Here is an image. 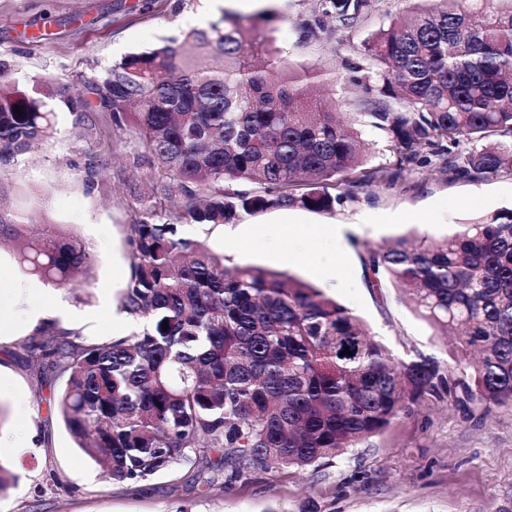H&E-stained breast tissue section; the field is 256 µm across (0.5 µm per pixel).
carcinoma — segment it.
Returning a JSON list of instances; mask_svg holds the SVG:
<instances>
[{"label": "carcinoma", "mask_w": 512, "mask_h": 512, "mask_svg": "<svg viewBox=\"0 0 512 512\" xmlns=\"http://www.w3.org/2000/svg\"><path fill=\"white\" fill-rule=\"evenodd\" d=\"M437 0L372 33L350 35L371 0H314L302 23L311 43L363 56L349 68L361 89L358 121L391 138L400 164L481 182L512 175V8ZM173 45L131 55L89 82L118 131H132L159 179L130 225L132 275L120 300L139 332L86 344L42 327L38 350L66 374L56 400L67 429L105 478L135 485L212 462L224 485L257 468H319L385 430L400 412L446 402L481 418L512 402V208L460 224L442 239L400 238L360 255L369 287L404 288L418 315L457 337L452 363L417 354L397 361L362 321L293 273L226 265L186 224L222 225L242 212L302 206L330 211L386 179L366 168L358 134L336 102L307 96L335 81L326 67L292 69L274 38L225 12ZM89 104L42 79L20 82L0 60V167L53 134L51 100ZM22 114L14 113L15 106ZM180 196L165 222L153 207ZM18 267L66 287L89 274V247L23 219L0 188V245ZM168 328H163V322ZM352 355H340L344 348Z\"/></svg>", "instance_id": "carcinoma-1"}]
</instances>
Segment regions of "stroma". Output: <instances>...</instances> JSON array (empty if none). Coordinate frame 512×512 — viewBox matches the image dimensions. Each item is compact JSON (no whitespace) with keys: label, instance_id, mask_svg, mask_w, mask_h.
<instances>
[{"label":"stroma","instance_id":"1","mask_svg":"<svg viewBox=\"0 0 512 512\" xmlns=\"http://www.w3.org/2000/svg\"><path fill=\"white\" fill-rule=\"evenodd\" d=\"M421 0H374L353 44L388 26ZM275 11L256 32L287 46L298 69L315 63L357 61L348 47L304 43L299 25L308 0H0V58L18 77L53 78L87 94L88 79L123 58L165 41L182 44L187 32L228 11L254 16ZM56 131L19 170L0 169V188L19 210L44 200V218L56 231L91 245L95 256L88 291L46 283L18 268L0 249V457L16 483L0 497V512H500L512 507V406L483 420L465 419L444 403H423L388 428L317 470L256 469L224 487V472L196 465L156 474L128 486L107 482L100 466L77 447L50 393L66 377L18 344L38 338L35 309L62 304L61 330L96 343L127 336L131 318L119 309L131 276L130 224L148 203L149 166L129 131L107 126L102 112L56 108ZM366 165L391 174L331 211L303 207L240 214L228 226L184 225L228 264L297 274L360 317L371 336L397 358L413 351L447 360L451 341L413 310L401 289L369 288L360 253L401 237L439 238L457 225L512 207V176L482 182L452 179L433 168H399L389 140L361 130ZM100 171L87 182L85 168ZM341 235H334V228ZM211 480L209 497L197 484Z\"/></svg>","mask_w":512,"mask_h":512}]
</instances>
